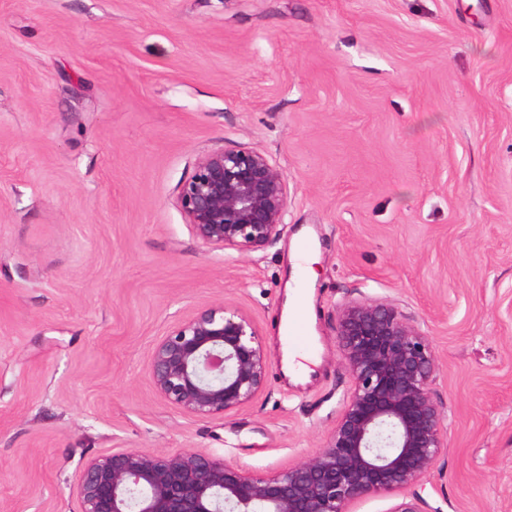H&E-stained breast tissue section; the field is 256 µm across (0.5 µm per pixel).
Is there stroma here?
I'll use <instances>...</instances> for the list:
<instances>
[{
  "label": "stroma",
  "instance_id": "35a3bbf8",
  "mask_svg": "<svg viewBox=\"0 0 512 512\" xmlns=\"http://www.w3.org/2000/svg\"><path fill=\"white\" fill-rule=\"evenodd\" d=\"M282 171L286 226L204 247L177 205L202 154ZM320 363L286 376L291 256ZM428 336L447 449L427 512H512V0H0V512H81L87 460L180 449L267 474L321 448L350 387L347 300ZM270 360L237 412L147 372L220 301Z\"/></svg>",
  "mask_w": 512,
  "mask_h": 512
}]
</instances>
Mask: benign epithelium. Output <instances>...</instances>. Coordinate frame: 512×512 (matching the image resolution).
<instances>
[{"label":"benign epithelium","instance_id":"7a95c632","mask_svg":"<svg viewBox=\"0 0 512 512\" xmlns=\"http://www.w3.org/2000/svg\"><path fill=\"white\" fill-rule=\"evenodd\" d=\"M288 189L260 151H210L180 187L178 204L209 249L256 251L285 227ZM336 337L350 389L326 443L303 462L254 474L190 450L120 448L89 460L81 512H348L359 499L394 495L430 474L447 449L445 416L432 394L428 337L392 301L339 306ZM267 361L251 319L225 301L177 320L153 346L155 391L200 418L237 411L266 385ZM390 512H426L418 495Z\"/></svg>","mask_w":512,"mask_h":512}]
</instances>
